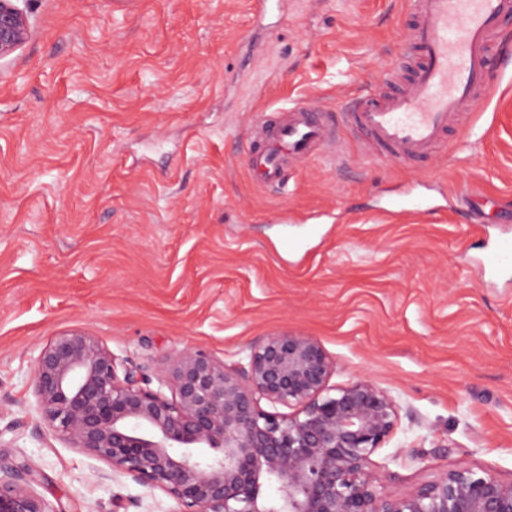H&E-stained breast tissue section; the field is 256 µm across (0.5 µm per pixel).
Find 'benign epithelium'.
Masks as SVG:
<instances>
[{
    "mask_svg": "<svg viewBox=\"0 0 512 512\" xmlns=\"http://www.w3.org/2000/svg\"><path fill=\"white\" fill-rule=\"evenodd\" d=\"M17 2L0 0V60L31 35ZM335 369L314 337L281 334L235 371L184 349L152 388L97 338L69 331L41 349L33 390L59 439L162 491L178 512H512V480L470 466L379 494L372 455L396 425V404L365 378L330 393ZM262 399L295 411H265ZM37 484L28 460L0 464V512H56Z\"/></svg>",
    "mask_w": 512,
    "mask_h": 512,
    "instance_id": "7a95c632",
    "label": "benign epithelium"
}]
</instances>
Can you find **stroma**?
I'll return each instance as SVG.
<instances>
[{"mask_svg":"<svg viewBox=\"0 0 512 512\" xmlns=\"http://www.w3.org/2000/svg\"><path fill=\"white\" fill-rule=\"evenodd\" d=\"M27 0L31 39L0 61V457L37 468L65 512H176L159 490L55 437L35 359L95 336L157 380L200 349L246 366L269 336L315 337L339 388L365 377L397 404L377 491L459 466L512 479V275L473 265L512 235V66L494 67L462 147L343 165L288 163L276 192L243 146L263 112H339L378 85L408 0ZM426 200L422 212L398 202Z\"/></svg>","mask_w":512,"mask_h":512,"instance_id":"obj_1","label":"stroma"}]
</instances>
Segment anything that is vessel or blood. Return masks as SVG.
<instances>
[{"instance_id":"1","label":"vessel or blood","mask_w":512,"mask_h":512,"mask_svg":"<svg viewBox=\"0 0 512 512\" xmlns=\"http://www.w3.org/2000/svg\"><path fill=\"white\" fill-rule=\"evenodd\" d=\"M414 23L395 69L410 68L400 90H364L339 113L314 103L290 106L286 117L260 114L248 139L252 168L263 186L283 188L287 158L316 154L338 125H355L376 157L426 158L487 97L488 75L503 63L498 35L512 21V0H410ZM489 269H512V239L487 255Z\"/></svg>"}]
</instances>
